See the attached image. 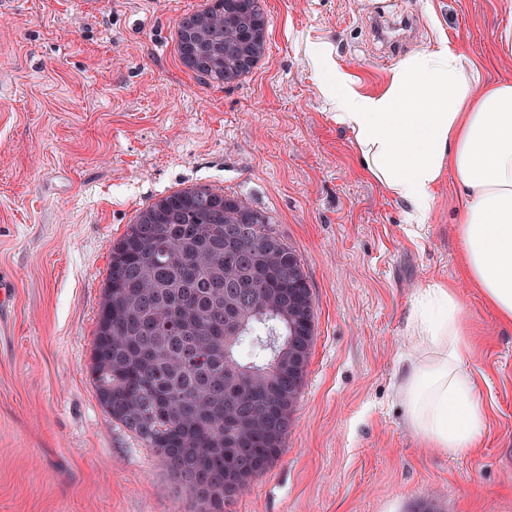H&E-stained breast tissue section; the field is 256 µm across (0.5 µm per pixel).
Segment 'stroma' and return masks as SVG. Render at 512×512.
I'll return each instance as SVG.
<instances>
[{
  "mask_svg": "<svg viewBox=\"0 0 512 512\" xmlns=\"http://www.w3.org/2000/svg\"><path fill=\"white\" fill-rule=\"evenodd\" d=\"M204 0L0 7V512H197L90 378L114 242L137 211L204 183L273 219L313 298L314 342L281 455L224 512H512V324L461 276L453 174L425 224L364 173L318 90L327 51L368 93L448 40L512 82V0H263L256 68L230 86L178 60ZM455 289L488 410L479 448L423 447L396 393L422 288Z\"/></svg>",
  "mask_w": 512,
  "mask_h": 512,
  "instance_id": "stroma-1",
  "label": "stroma"
}]
</instances>
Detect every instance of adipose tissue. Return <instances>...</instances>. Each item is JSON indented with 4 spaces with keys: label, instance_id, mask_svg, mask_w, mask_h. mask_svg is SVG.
<instances>
[{
    "label": "adipose tissue",
    "instance_id": "adipose-tissue-1",
    "mask_svg": "<svg viewBox=\"0 0 512 512\" xmlns=\"http://www.w3.org/2000/svg\"><path fill=\"white\" fill-rule=\"evenodd\" d=\"M316 68L362 169L407 205L406 223H425L436 186L453 172L465 195L463 275L512 323V83L480 87L477 69L465 68L445 41L401 62L374 94L360 91L330 54L319 53ZM412 329L415 347L398 385L405 421L428 447L469 452L487 413L470 371L457 296L439 283L424 288Z\"/></svg>",
    "mask_w": 512,
    "mask_h": 512
}]
</instances>
